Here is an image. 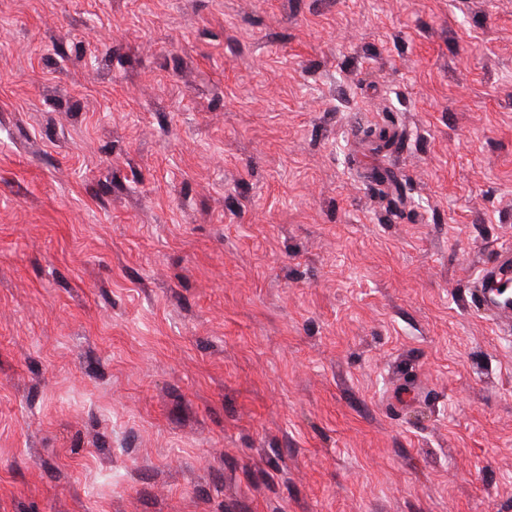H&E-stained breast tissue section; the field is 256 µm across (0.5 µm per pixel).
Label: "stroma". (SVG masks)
<instances>
[{"mask_svg":"<svg viewBox=\"0 0 512 512\" xmlns=\"http://www.w3.org/2000/svg\"><path fill=\"white\" fill-rule=\"evenodd\" d=\"M508 240L512 0H0V512H512ZM512 270V247H501L495 256L494 261L484 267L479 275L476 290L477 297L483 310L497 322L508 327L512 324V308L506 305L499 288H501L504 277Z\"/></svg>","mask_w":512,"mask_h":512,"instance_id":"35a3bbf8","label":"stroma"}]
</instances>
